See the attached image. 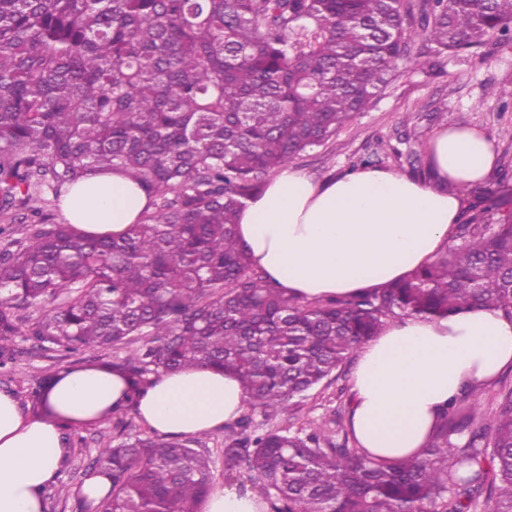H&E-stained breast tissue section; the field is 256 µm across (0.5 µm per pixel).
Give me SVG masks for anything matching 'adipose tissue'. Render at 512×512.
<instances>
[{"mask_svg": "<svg viewBox=\"0 0 512 512\" xmlns=\"http://www.w3.org/2000/svg\"><path fill=\"white\" fill-rule=\"evenodd\" d=\"M433 182L380 169L317 183L281 169L238 218L252 261L293 297L353 296L402 279L436 259L496 155L476 128L451 127L432 141ZM150 199L122 172L95 171L72 185L68 219L90 232L120 235ZM512 368V318L476 308L443 318L404 316L365 343L352 377L351 428L375 457L418 455L446 403ZM129 377L89 363L52 383L38 413L25 414L0 391V512H44V490L66 453L61 428L108 417L126 403ZM239 381L207 368L165 374L143 388L135 409L155 431L197 435L236 419Z\"/></svg>", "mask_w": 512, "mask_h": 512, "instance_id": "adipose-tissue-1", "label": "adipose tissue"}]
</instances>
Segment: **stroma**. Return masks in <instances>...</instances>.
I'll list each match as a JSON object with an SVG mask.
<instances>
[{
    "label": "stroma",
    "mask_w": 512,
    "mask_h": 512,
    "mask_svg": "<svg viewBox=\"0 0 512 512\" xmlns=\"http://www.w3.org/2000/svg\"><path fill=\"white\" fill-rule=\"evenodd\" d=\"M492 86L512 91V49L486 45L460 57L437 63L422 60L401 68L350 127L327 145L302 154L293 165L323 182L356 170L361 159L370 157L377 168L427 182L431 179L429 146L433 138L451 126L476 128L490 138L497 155L492 172L471 191L468 213L477 215L494 206L500 193L512 194V112L501 111L499 99L488 93ZM14 343L16 361L10 372L0 374V389L11 391L28 414L33 411L29 386L46 372L92 361L109 364L125 355L118 348L71 355L44 351L20 336ZM353 370V365H346L337 376L311 391L301 412L269 420L257 412L253 415L255 423L296 430L308 421H325L337 415L341 421L333 425L330 438L341 440V423L348 420L351 411ZM149 431L131 410L92 425L68 427L72 451L57 482L45 492V512H81L79 489L98 449Z\"/></svg>",
    "instance_id": "stroma-1"
}]
</instances>
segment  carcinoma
I'll list each match as a JSON object with an SVG mask.
<instances>
[{"instance_id":"1","label":"carcinoma","mask_w":512,"mask_h":512,"mask_svg":"<svg viewBox=\"0 0 512 512\" xmlns=\"http://www.w3.org/2000/svg\"><path fill=\"white\" fill-rule=\"evenodd\" d=\"M512 46V0H0V368L12 337L68 353L127 347L139 386L181 369L236 375L265 418L301 408L390 318L474 307L512 317V209L456 230L407 278L304 302L237 236L266 178L352 125L399 66ZM417 57H412V50ZM152 198L121 237L35 203L90 170ZM40 306L20 330L19 312ZM53 375L30 387L41 407ZM224 472L244 469L268 512H512V390L486 418L452 398L421 454L372 458L325 424L224 425ZM112 481L95 512H196L212 484L191 441L98 449Z\"/></svg>"}]
</instances>
